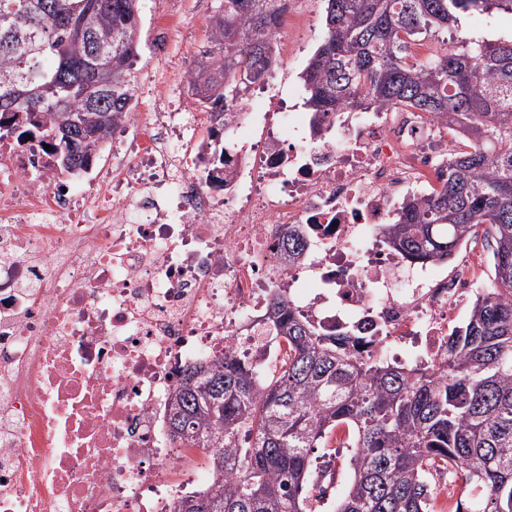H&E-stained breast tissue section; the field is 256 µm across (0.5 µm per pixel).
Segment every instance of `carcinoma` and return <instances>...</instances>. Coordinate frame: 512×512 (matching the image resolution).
<instances>
[{"label":"carcinoma","instance_id":"1","mask_svg":"<svg viewBox=\"0 0 512 512\" xmlns=\"http://www.w3.org/2000/svg\"><path fill=\"white\" fill-rule=\"evenodd\" d=\"M287 0H224L195 52L190 86L230 108L261 81ZM325 35L302 72L320 131L343 108L412 110L444 122L447 170L431 195L409 197L384 235L412 260L445 264L486 235L490 285L471 298L443 359L361 358L343 330L315 325L274 291L268 319L288 343L280 366L226 355L188 368L167 415L173 443L210 448L214 486L173 512H319L313 464L347 432L349 482L333 512H436L431 469L448 470V512H512V39L459 26V13L512 0H325ZM90 15L93 27L79 32ZM139 0H0V114L51 146L60 172L86 163L128 111L136 84ZM449 33L444 52L414 48ZM288 232L280 258L306 252Z\"/></svg>","mask_w":512,"mask_h":512}]
</instances>
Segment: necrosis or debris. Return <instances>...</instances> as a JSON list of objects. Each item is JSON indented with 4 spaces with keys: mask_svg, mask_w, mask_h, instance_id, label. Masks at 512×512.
Instances as JSON below:
<instances>
[{
    "mask_svg": "<svg viewBox=\"0 0 512 512\" xmlns=\"http://www.w3.org/2000/svg\"><path fill=\"white\" fill-rule=\"evenodd\" d=\"M265 105L155 87L151 111L124 113L70 177L0 132V512H171L211 487L207 449L173 447L168 402L185 369L225 353L286 358L261 334L272 291L359 352L442 359L475 267L418 265L384 229L438 186L444 124L347 108L298 138L295 112L273 124ZM295 224L308 249L289 265Z\"/></svg>",
    "mask_w": 512,
    "mask_h": 512,
    "instance_id": "4bbe7bcc",
    "label": "necrosis or debris"
}]
</instances>
